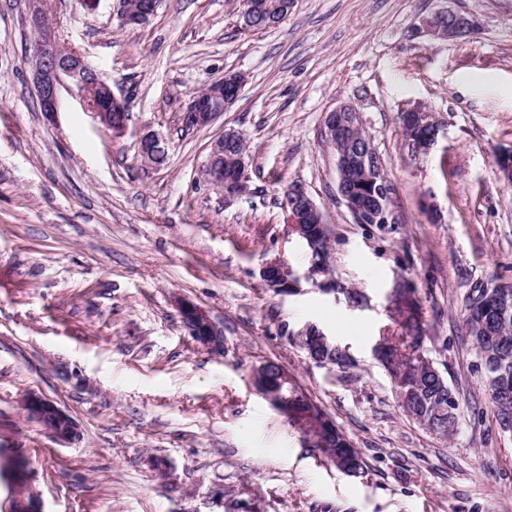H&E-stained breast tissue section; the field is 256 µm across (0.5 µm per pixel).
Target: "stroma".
<instances>
[{"label": "stroma", "instance_id": "35a3bbf8", "mask_svg": "<svg viewBox=\"0 0 512 512\" xmlns=\"http://www.w3.org/2000/svg\"><path fill=\"white\" fill-rule=\"evenodd\" d=\"M455 11L479 26L445 40L424 19ZM60 45L82 52L125 98L119 137L61 90L56 117L32 83L29 0H0V449L22 450L44 512H512V432L498 427L465 333L471 288L512 280V0H295L288 16L244 30V0H162L127 27L116 0H43ZM240 74L236 102L189 130L191 95ZM351 102L395 189L397 224H357L336 201L327 112ZM420 105L442 128L412 155L398 115ZM247 141L256 192L236 201L204 175L209 143ZM167 144L145 164L140 132ZM302 186L330 228L331 270L365 301L302 282L292 295L259 270L309 253L284 222ZM412 289L424 347L454 389L444 439L405 414L377 361L397 334L388 297ZM224 332L211 353L178 300ZM314 325L346 348L349 373L312 362L296 336ZM271 360L348 436L354 477L309 447L253 388ZM35 392L65 405L80 441L57 443L25 418Z\"/></svg>", "mask_w": 512, "mask_h": 512}]
</instances>
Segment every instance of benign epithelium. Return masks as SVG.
<instances>
[{
    "instance_id": "7a95c632",
    "label": "benign epithelium",
    "mask_w": 512,
    "mask_h": 512,
    "mask_svg": "<svg viewBox=\"0 0 512 512\" xmlns=\"http://www.w3.org/2000/svg\"><path fill=\"white\" fill-rule=\"evenodd\" d=\"M160 0H144L134 10L127 7L125 0H120L119 19L126 26H141L156 12ZM29 24L34 36L32 53L33 85L40 111L53 115L60 109V88L69 82L77 90L85 112L107 133L118 136L128 126L129 113L124 98L117 96L112 90V82L97 74L84 55L76 50L64 54L58 47L56 32L44 20L40 8V0H31ZM476 27L473 18L453 11L441 12L423 21V30L428 34L448 40H455L468 35ZM243 79L238 74L228 73L208 85L206 92L191 97L181 115L183 126L203 128L211 125L217 117L238 97ZM401 123L414 124L430 128L427 139L415 144L412 152L421 155L428 153L436 144L441 123L429 111L421 106L407 108L400 113ZM362 128V119L357 107L351 103H343L330 112L323 120L321 139L333 144L335 142L354 141L357 131ZM236 140V131L229 130L213 139L208 146L206 167L210 181L224 191L230 200L240 199L254 193L250 177L245 170V162L239 161L236 178L224 177V144ZM165 146V141L158 135L148 132L142 135L138 143L140 157L150 162L155 152ZM364 167L372 172V181L378 184V191L389 193L390 183L387 180L383 164L370 143H365L362 155L358 156ZM336 200L343 205L354 222L358 224H396L398 213L393 206L376 210L366 209L355 204L356 197L338 190ZM282 209L286 215V223L290 224L291 232L301 240L312 252L315 259L307 272V277H324L319 285L325 288L336 287V282L329 275V262L322 258L321 242L324 236L317 228L326 223L325 215L310 198L308 193L299 186H290L283 193ZM261 278L278 294H286L295 290L300 276L292 269L285 258L278 256L267 260L260 269ZM182 321L197 341L214 353L224 352V336L211 321L207 313L191 302H181L179 306ZM271 367L267 363L257 366L253 372V385L260 395L273 406L288 409V398L302 395L292 374L279 366L275 370L280 386L287 387L291 396L271 390L269 382ZM26 417L45 427L52 437L61 445L72 444L80 432L79 424L74 417L57 402L36 393L28 394L23 400ZM0 470L4 471L16 488L18 496L14 501L13 512H43L23 495L26 477L23 469L17 467L16 460L0 457Z\"/></svg>"
}]
</instances>
